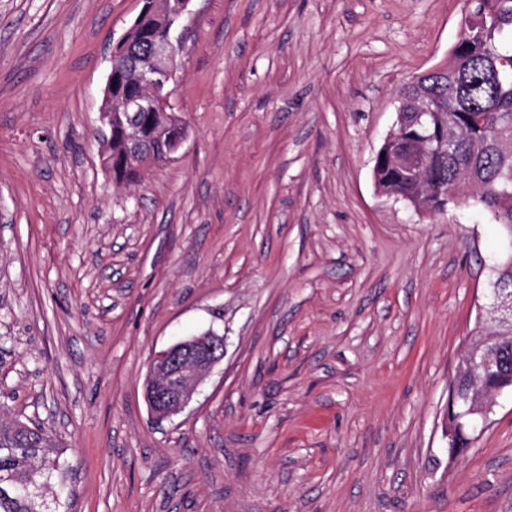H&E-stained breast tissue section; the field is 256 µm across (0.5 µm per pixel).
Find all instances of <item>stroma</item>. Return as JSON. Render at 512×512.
Masks as SVG:
<instances>
[{
  "instance_id": "stroma-1",
  "label": "stroma",
  "mask_w": 512,
  "mask_h": 512,
  "mask_svg": "<svg viewBox=\"0 0 512 512\" xmlns=\"http://www.w3.org/2000/svg\"><path fill=\"white\" fill-rule=\"evenodd\" d=\"M464 0H195L189 136L134 184L96 136L140 0H0V409L63 445L68 512H512V395L449 459L448 381L512 238L379 193L397 90ZM224 360L154 422L155 353Z\"/></svg>"
}]
</instances>
